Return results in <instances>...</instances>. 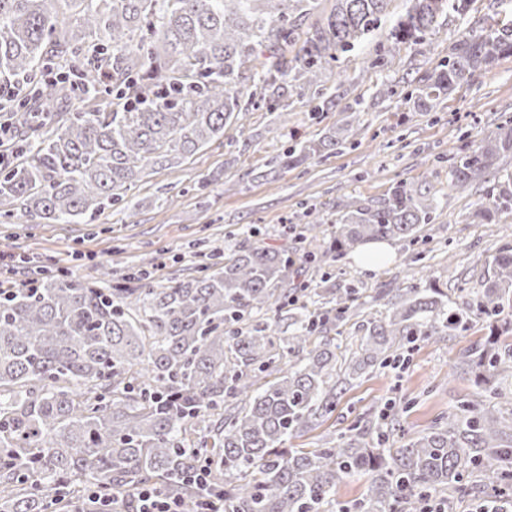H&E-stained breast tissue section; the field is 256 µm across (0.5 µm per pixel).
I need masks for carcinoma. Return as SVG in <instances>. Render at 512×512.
<instances>
[{
	"label": "carcinoma",
	"mask_w": 512,
	"mask_h": 512,
	"mask_svg": "<svg viewBox=\"0 0 512 512\" xmlns=\"http://www.w3.org/2000/svg\"><path fill=\"white\" fill-rule=\"evenodd\" d=\"M335 0L299 40L315 0H0V86L36 82L52 65L77 67L104 108L71 112L66 78L45 118H16L17 158L0 173V217L19 209L29 224L86 222L125 200L149 166L192 154L224 136L245 108L236 78L253 81L252 106L276 110L297 86L315 91L336 74L339 54L385 30V55L426 44L438 20L464 17L475 0ZM504 21L465 32L419 78L407 99L433 108L461 82L512 56V0ZM295 48L288 56V48ZM356 135L352 123L300 142L280 165L324 157ZM512 155V119L475 148L454 155L452 187L481 181ZM435 200L401 181L382 198L348 205L329 247L317 248L309 215L304 256L321 264L367 241L413 242ZM512 214V175L472 217ZM288 248L254 241L224 254L200 276L154 287L146 278L102 287L41 271L0 296V512H62L94 489L132 512L151 484L195 512L201 494L182 481L203 460L224 512H329L336 483L369 475L354 512H422L478 488V512L512 509V411L491 403L512 380V246L499 251L472 302L458 306L436 287L386 288L389 317L371 322L343 376L336 375L338 320L356 313V289L336 288L313 311L288 296ZM269 311L273 318H262ZM495 317L489 337L462 362L489 403L464 401L427 431L394 447L343 433L322 448H288L336 410V399L385 350L470 329ZM288 321L289 336L281 335Z\"/></svg>",
	"instance_id": "cac0c4a2"
}]
</instances>
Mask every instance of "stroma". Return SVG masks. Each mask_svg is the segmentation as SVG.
Instances as JSON below:
<instances>
[{
	"label": "stroma",
	"instance_id": "obj_1",
	"mask_svg": "<svg viewBox=\"0 0 512 512\" xmlns=\"http://www.w3.org/2000/svg\"><path fill=\"white\" fill-rule=\"evenodd\" d=\"M498 10L497 0H476L466 17L439 22L427 37L430 53L405 45L382 67L373 64L380 49L375 39L340 54L342 82L326 84L327 90H339L337 106L317 113L313 101L293 96L282 99L276 115L250 109L240 124L225 129L223 139L174 165L148 170L128 191V209H103L90 224H26L15 217L0 223V251L25 260L14 281L50 258L84 279L102 267L127 274L147 266L153 284L162 286L193 273L189 254L196 239L226 249L257 239L288 245L294 231L304 226V212L312 208L324 218L318 234L323 242L346 205L381 198L404 180L425 188L438 202L416 242L390 241V260L375 269L349 253L321 269H308L304 276L312 289L356 288L360 314L337 322V342L357 350L363 324L388 314L378 292L418 285L421 264L452 300L469 301L499 249L512 246V215L495 224L471 219L498 179L512 173V156L503 157L485 181L463 191L451 187L449 158L512 118V57L462 82L431 112L419 111L401 92L384 97L379 89L385 83L401 89L431 72L462 33L480 31ZM344 111L359 124L354 142L323 158L281 168V159L295 146L294 133L319 139L335 128ZM486 326L482 319L468 331L406 345L396 360L342 393L335 412L318 428L292 439L291 447L318 448L354 428L376 434L379 415L392 398L407 405L400 425L408 438L460 402L483 400V392L457 366L460 352L481 341Z\"/></svg>",
	"mask_w": 512,
	"mask_h": 512
}]
</instances>
